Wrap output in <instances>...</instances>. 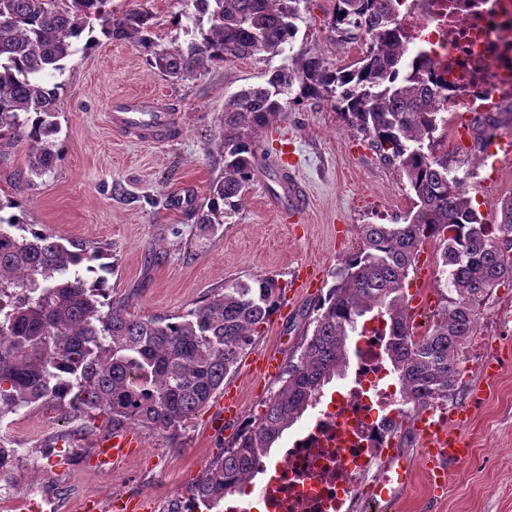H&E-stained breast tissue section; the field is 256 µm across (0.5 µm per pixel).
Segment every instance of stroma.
<instances>
[{
	"mask_svg": "<svg viewBox=\"0 0 512 512\" xmlns=\"http://www.w3.org/2000/svg\"><path fill=\"white\" fill-rule=\"evenodd\" d=\"M109 6L115 12L151 11L162 45L187 38L176 22L189 9L186 0H110ZM332 7V0H303L298 34L277 57L230 60L183 81L152 68L135 44H76L55 76L62 89L53 167L29 177L25 144L0 149V196L17 200L34 229L106 251L116 266L112 295L126 299L135 316L180 314L237 277L269 274L287 287L298 266L318 271V287L274 314L236 372L225 377V385L240 394L242 417L256 413L279 387L277 377L252 372L251 359L267 349L284 362L299 354L318 298L334 284L342 258L361 246L357 225L392 223L412 206L404 180L325 98L289 106L255 135L256 175L245 207L230 223L202 232L182 203L189 195L203 202L224 173L219 142L224 103L234 93L265 83L297 55H317L332 69L360 57L361 45L337 43L329 29ZM130 96L156 99L158 110L176 113L174 133L154 143L115 129L108 114L114 102ZM285 141L299 162L309 202L280 218L264 206L263 195L276 179L273 163ZM472 183L477 199L489 205L512 196V155L498 153L495 172L478 170ZM488 348L501 368L486 384L477 354ZM461 366L467 379L448 406L468 410L462 432L472 452L451 468L446 492L431 496L425 450L413 436L397 447L415 462L404 484L385 501L357 495L350 512H512V287L496 290ZM209 417L202 410L174 439L138 429L139 453L102 472L87 459L111 431L103 419L48 405L19 409L0 419V440L20 456L11 475L13 496L0 504V512H31L35 472L42 475V491L54 498L55 512H79L88 501L100 512H114V501L127 497L144 500L146 512H169L240 426L232 421L215 436L208 432Z\"/></svg>",
	"mask_w": 512,
	"mask_h": 512,
	"instance_id": "35a3bbf8",
	"label": "stroma"
}]
</instances>
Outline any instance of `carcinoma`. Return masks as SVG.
Masks as SVG:
<instances>
[{"instance_id": "carcinoma-1", "label": "carcinoma", "mask_w": 512, "mask_h": 512, "mask_svg": "<svg viewBox=\"0 0 512 512\" xmlns=\"http://www.w3.org/2000/svg\"><path fill=\"white\" fill-rule=\"evenodd\" d=\"M190 40L171 47L154 38L146 9L114 14L108 0H0V148L28 144L29 175L57 157L58 84L74 45L128 41L163 75L191 78L224 61L280 55L297 32L302 0H191ZM404 0H334L328 25L337 40L366 45L353 68L330 69L302 55L265 83L236 92L224 106V176L193 208L213 229L246 204L255 176V141L288 101L328 98L372 139L380 159L406 179L412 208L401 224H359L362 247L344 258L316 305L311 333L290 359L278 391L247 417L224 454L191 489L211 510L262 471L283 433L315 406L323 388L351 362V339L366 318L385 325V353L401 384L406 413L446 403L458 390L464 345L477 334L496 289L512 285V196L485 219L470 196L473 170L451 174L436 132L448 124L424 78L425 61L401 41ZM485 149L498 129L474 118ZM439 246L436 306L429 328L413 327L411 273L424 246ZM114 263L78 240L55 239L17 215L0 216V420L32 404L86 416L100 413L118 430L137 425L178 436L224 389L260 328L277 311L273 275L224 282L181 314L141 318L109 296Z\"/></svg>"}]
</instances>
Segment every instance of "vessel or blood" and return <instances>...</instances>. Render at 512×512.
I'll list each match as a JSON object with an SVG mask.
<instances>
[{"label": "vessel or blood", "mask_w": 512, "mask_h": 512, "mask_svg": "<svg viewBox=\"0 0 512 512\" xmlns=\"http://www.w3.org/2000/svg\"><path fill=\"white\" fill-rule=\"evenodd\" d=\"M112 125L138 138L157 141L165 139L168 129L174 128L175 116L161 111L153 115L149 114L138 100L127 99L113 105ZM276 167L279 172L278 188L267 193V205L278 214L304 206L309 196L294 164L282 159L277 162ZM415 276L417 290L409 300V309L413 312L431 304L426 290L429 277V265L426 259L418 260ZM240 411L238 391L233 388L227 389L212 406L211 430L222 432L225 421L238 417ZM465 418V412L460 410L453 415L451 423L437 421L422 425L419 429L421 445L428 450L425 465L433 493L438 494L443 491L450 467L463 461L470 454V448L459 429ZM138 448L139 440L133 431L118 430L100 440L92 461L94 466L103 468L131 457Z\"/></svg>", "instance_id": "b4317fda"}]
</instances>
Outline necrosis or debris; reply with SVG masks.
<instances>
[{"label":"necrosis or debris","instance_id":"4bbe7bcc","mask_svg":"<svg viewBox=\"0 0 512 512\" xmlns=\"http://www.w3.org/2000/svg\"><path fill=\"white\" fill-rule=\"evenodd\" d=\"M402 40L426 53L435 89L449 111L498 112L512 102V0H410ZM384 329L367 323L357 343L354 378L317 404L313 422L274 465L262 486L245 480L225 512H348L359 478L370 499L388 498L409 464L392 453L401 406L384 365Z\"/></svg>","mask_w":512,"mask_h":512}]
</instances>
